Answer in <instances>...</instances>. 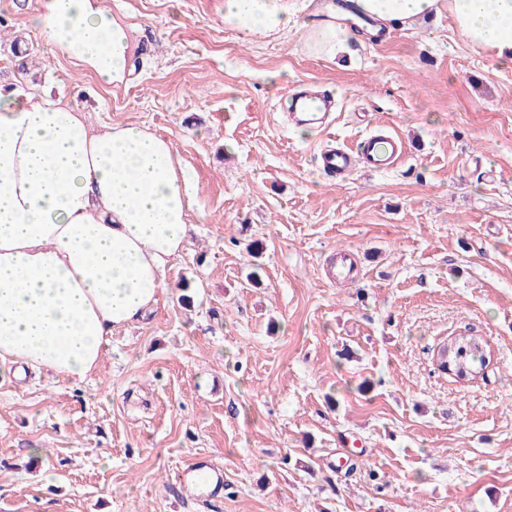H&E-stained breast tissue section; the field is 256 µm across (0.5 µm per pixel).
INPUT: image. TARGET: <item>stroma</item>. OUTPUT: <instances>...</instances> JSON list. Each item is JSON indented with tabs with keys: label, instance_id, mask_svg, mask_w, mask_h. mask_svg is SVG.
Wrapping results in <instances>:
<instances>
[{
	"label": "stroma",
	"instance_id": "1",
	"mask_svg": "<svg viewBox=\"0 0 512 512\" xmlns=\"http://www.w3.org/2000/svg\"><path fill=\"white\" fill-rule=\"evenodd\" d=\"M300 2V26L245 41L224 0H103L137 45L105 86L49 51L39 0H0V91L169 139L192 197L156 305L97 371L0 378V512H512V68L444 13L321 57ZM300 84L339 97L347 141L399 131L405 160L326 175L325 133L282 109ZM340 249L359 273L335 282ZM460 334L484 375L437 371ZM197 456L219 496L181 482Z\"/></svg>",
	"mask_w": 512,
	"mask_h": 512
}]
</instances>
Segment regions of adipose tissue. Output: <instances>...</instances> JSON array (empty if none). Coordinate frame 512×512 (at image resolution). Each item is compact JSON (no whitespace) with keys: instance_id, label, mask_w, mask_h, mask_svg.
Segmentation results:
<instances>
[{"instance_id":"1","label":"adipose tissue","mask_w":512,"mask_h":512,"mask_svg":"<svg viewBox=\"0 0 512 512\" xmlns=\"http://www.w3.org/2000/svg\"><path fill=\"white\" fill-rule=\"evenodd\" d=\"M349 2L401 24L448 13L473 50L512 67V0ZM35 23L81 72L127 83L132 36L101 0H40ZM224 23L277 35L296 25V0H224ZM190 208L168 139L132 124L96 132L78 104L0 95V376L96 371L112 334L156 303Z\"/></svg>"}]
</instances>
